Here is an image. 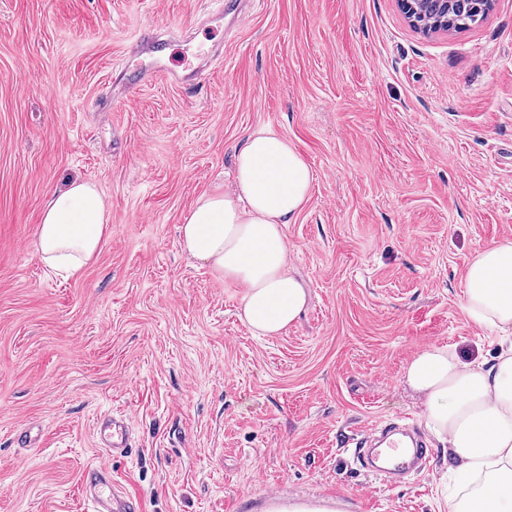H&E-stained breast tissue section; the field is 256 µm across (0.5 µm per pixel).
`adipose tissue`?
Returning <instances> with one entry per match:
<instances>
[{
  "instance_id": "obj_1",
  "label": "adipose tissue",
  "mask_w": 512,
  "mask_h": 512,
  "mask_svg": "<svg viewBox=\"0 0 512 512\" xmlns=\"http://www.w3.org/2000/svg\"><path fill=\"white\" fill-rule=\"evenodd\" d=\"M313 172L287 138L252 131L235 156L231 183L201 194L178 228L179 245L211 275L239 288V318L254 334L275 336L295 323L307 291L288 263L287 224L308 200ZM110 222L93 183L71 182L45 207L38 255L63 278L95 257ZM462 307L476 326L512 331V240L483 248L467 265ZM407 385L423 399V417L462 487L445 512H512V343L467 362L455 347L432 345L405 365Z\"/></svg>"
}]
</instances>
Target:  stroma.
Listing matches in <instances>:
<instances>
[{
	"mask_svg": "<svg viewBox=\"0 0 512 512\" xmlns=\"http://www.w3.org/2000/svg\"><path fill=\"white\" fill-rule=\"evenodd\" d=\"M145 32L198 77L136 86L156 64L131 51ZM260 127L315 176L285 228L307 307L270 337L178 245ZM74 180L97 184L110 224L66 280L37 228ZM506 239L512 0L432 36L397 0H255L237 23L224 0H0V512H90L78 478L100 463L143 512H439L434 438L397 486L354 440L423 426L402 377L420 349L485 356L463 278ZM111 412L130 419L115 460L94 432Z\"/></svg>",
	"mask_w": 512,
	"mask_h": 512,
	"instance_id": "35a3bbf8",
	"label": "stroma"
}]
</instances>
